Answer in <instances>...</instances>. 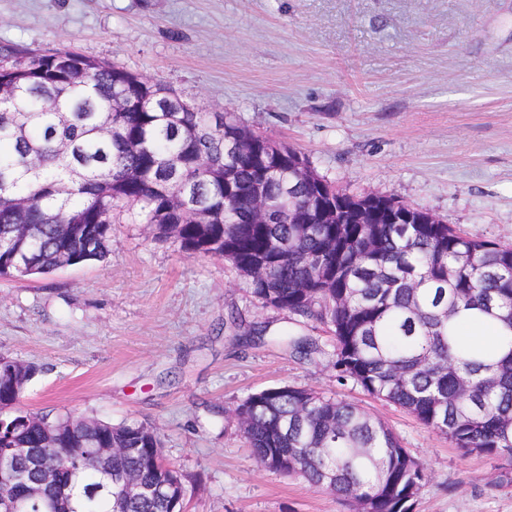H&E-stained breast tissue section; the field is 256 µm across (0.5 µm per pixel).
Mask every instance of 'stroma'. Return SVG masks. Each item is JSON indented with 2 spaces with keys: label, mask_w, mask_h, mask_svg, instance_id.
Returning <instances> with one entry per match:
<instances>
[{
  "label": "stroma",
  "mask_w": 512,
  "mask_h": 512,
  "mask_svg": "<svg viewBox=\"0 0 512 512\" xmlns=\"http://www.w3.org/2000/svg\"><path fill=\"white\" fill-rule=\"evenodd\" d=\"M0 44L65 48L160 81L308 156L337 188L393 195L512 244V0H0ZM105 260L0 278V355L39 366L23 410L156 426L183 512H348L260 468L232 412L294 385L384 421L427 478L412 512H512L501 463L353 383L313 320L262 307L227 262L112 215ZM264 342L245 344L249 327ZM317 354H290L284 334Z\"/></svg>",
  "instance_id": "1"
}]
</instances>
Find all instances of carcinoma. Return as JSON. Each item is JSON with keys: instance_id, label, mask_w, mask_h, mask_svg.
Segmentation results:
<instances>
[{"instance_id": "obj_1", "label": "carcinoma", "mask_w": 512, "mask_h": 512, "mask_svg": "<svg viewBox=\"0 0 512 512\" xmlns=\"http://www.w3.org/2000/svg\"><path fill=\"white\" fill-rule=\"evenodd\" d=\"M73 52L0 45V84L15 95L0 112V277L24 279L109 252L112 212L125 206L156 239L188 255L230 263L257 301L330 325L333 368L368 394L446 435L461 455L485 454L512 469V245L463 235L450 225L357 224L354 207L377 210L393 196H354L320 175L321 188H290L291 167L253 163L243 129L224 140L230 112L151 109L112 112L117 93L148 97L163 85L114 63L89 58L81 79L62 61ZM280 209L319 194L334 203L328 224H261L254 187ZM26 202L24 213L15 201ZM485 317L499 329L485 350L459 336L457 319ZM292 355L320 351L288 336ZM35 364L0 356V450L15 449L14 474L0 497L43 512L34 459L55 470L69 512H172L150 492L123 497L133 476L150 490L168 471L157 429L20 409ZM259 467L299 476L354 512H410L426 468L383 422L353 402L284 385L236 407ZM115 448L97 468L74 460Z\"/></svg>"}]
</instances>
